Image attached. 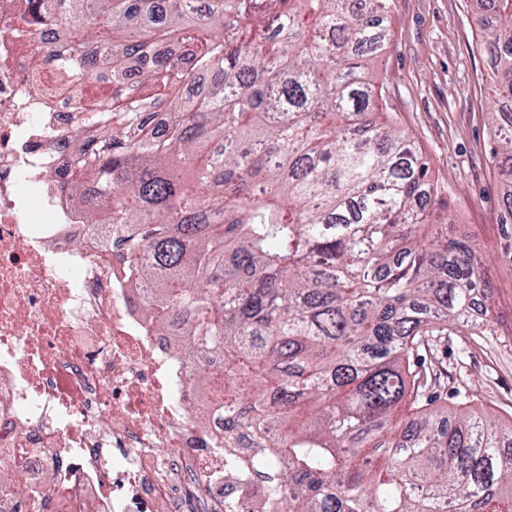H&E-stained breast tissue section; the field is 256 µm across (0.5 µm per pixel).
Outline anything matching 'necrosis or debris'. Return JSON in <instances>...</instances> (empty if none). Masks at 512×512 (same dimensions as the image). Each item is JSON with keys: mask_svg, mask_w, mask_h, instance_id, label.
<instances>
[{"mask_svg": "<svg viewBox=\"0 0 512 512\" xmlns=\"http://www.w3.org/2000/svg\"><path fill=\"white\" fill-rule=\"evenodd\" d=\"M0 0V467L19 472L38 512H238L243 451L178 347L187 321L159 328L120 242L57 186L70 100L34 90L37 59Z\"/></svg>", "mask_w": 512, "mask_h": 512, "instance_id": "1", "label": "necrosis or debris"}]
</instances>
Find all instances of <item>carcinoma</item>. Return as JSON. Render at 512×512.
<instances>
[{
	"mask_svg": "<svg viewBox=\"0 0 512 512\" xmlns=\"http://www.w3.org/2000/svg\"><path fill=\"white\" fill-rule=\"evenodd\" d=\"M55 31L32 70L88 137L59 187L112 197L162 328L224 399V447L251 435L266 500L239 512H512V424L432 348L491 336L489 257L427 207L412 137L368 79L391 0H28ZM476 23L493 101L512 102V0ZM190 49L137 75L128 56ZM512 173V113H491Z\"/></svg>",
	"mask_w": 512,
	"mask_h": 512,
	"instance_id": "carcinoma-1",
	"label": "carcinoma"
}]
</instances>
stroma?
Wrapping results in <instances>:
<instances>
[{
    "label": "stroma",
    "mask_w": 512,
    "mask_h": 512,
    "mask_svg": "<svg viewBox=\"0 0 512 512\" xmlns=\"http://www.w3.org/2000/svg\"><path fill=\"white\" fill-rule=\"evenodd\" d=\"M473 0H392L391 35L377 70L379 109L409 132L438 184L435 207L486 254L497 255L502 197L512 182L493 159L490 61L480 45ZM496 332L442 344L433 358L454 380L470 379L483 405L512 419V268L494 262Z\"/></svg>",
    "instance_id": "1"
}]
</instances>
